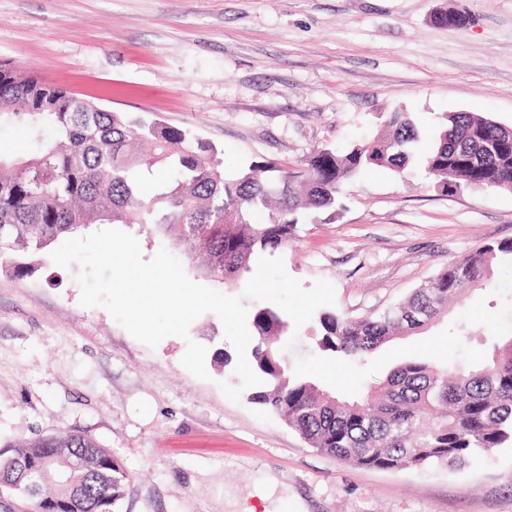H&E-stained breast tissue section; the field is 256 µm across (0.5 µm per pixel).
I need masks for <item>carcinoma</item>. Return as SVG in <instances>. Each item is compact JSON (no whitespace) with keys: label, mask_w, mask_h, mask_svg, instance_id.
I'll list each match as a JSON object with an SVG mask.
<instances>
[{"label":"carcinoma","mask_w":512,"mask_h":512,"mask_svg":"<svg viewBox=\"0 0 512 512\" xmlns=\"http://www.w3.org/2000/svg\"><path fill=\"white\" fill-rule=\"evenodd\" d=\"M441 24L464 28L450 10ZM32 145L0 156V268L20 276L46 250L90 224H137L235 287L254 256L294 241L299 225L336 220L345 184L381 168L402 174L418 148L409 113L338 151L317 148L282 166L261 158L224 174L221 151L186 128L112 112L0 58V130ZM437 187L512 189V130L473 112L442 115L423 154ZM512 264V239L488 243L446 266L428 285L362 319L322 312L307 331L322 352L363 362L397 337L439 320L448 303L493 286V266ZM288 322L271 306L252 319L251 357L263 378L252 399L309 447L366 468H461L512 445V336L470 366L412 358L356 400H340L309 375L282 369ZM129 474L112 450L82 433L37 434L0 450V512H112Z\"/></svg>","instance_id":"carcinoma-1"}]
</instances>
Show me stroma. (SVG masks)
<instances>
[{
  "mask_svg": "<svg viewBox=\"0 0 512 512\" xmlns=\"http://www.w3.org/2000/svg\"><path fill=\"white\" fill-rule=\"evenodd\" d=\"M455 9L463 29L436 22ZM0 58L114 112L150 113L217 146L224 172L252 159L297 161L373 136L387 112L410 113L434 143L443 112L512 127V0H0ZM345 211L305 223L278 249L286 271L335 289L334 311L361 318L433 279L483 244L512 239V192H448L420 164L349 181ZM447 316L345 363L300 336L288 357L344 399L404 359L463 365L512 333V267ZM466 325L470 339L456 335ZM156 348L103 307L80 303L71 272L45 262L0 269V446L80 432L128 470L114 512H512V447L461 469L388 471L309 447L285 418L232 402L237 354L212 313ZM207 346L208 379L181 363ZM277 484H270L268 475Z\"/></svg>",
  "mask_w": 512,
  "mask_h": 512,
  "instance_id": "1",
  "label": "stroma"
}]
</instances>
